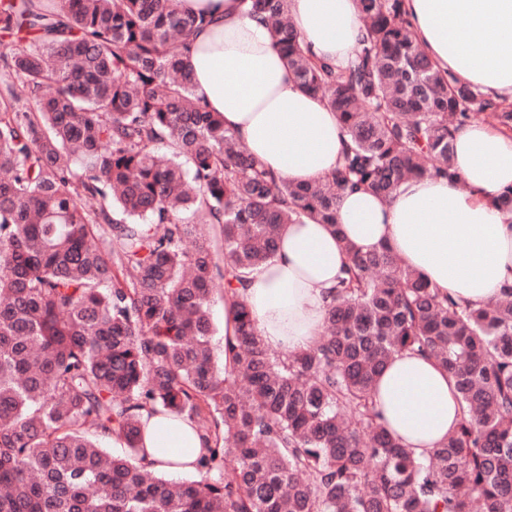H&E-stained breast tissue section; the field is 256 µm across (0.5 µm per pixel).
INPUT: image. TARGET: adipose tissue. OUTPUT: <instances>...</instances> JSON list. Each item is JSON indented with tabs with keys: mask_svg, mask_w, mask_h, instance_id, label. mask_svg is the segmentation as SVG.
Masks as SVG:
<instances>
[{
	"mask_svg": "<svg viewBox=\"0 0 512 512\" xmlns=\"http://www.w3.org/2000/svg\"><path fill=\"white\" fill-rule=\"evenodd\" d=\"M208 23L185 62L196 97L224 117L251 154L296 184L325 180L345 136L335 112L303 89L246 0H178ZM411 36L446 74L512 102V0H405ZM309 55L333 64L353 57L359 0H289ZM480 41H472V32ZM512 188V131L468 123L454 134L451 177L403 182L382 200L342 194L337 223L285 224L273 258L224 299V333L236 304L248 308L265 344L282 355L318 339L347 247L388 246L404 265L454 299L481 306L512 289V212L493 197ZM383 423L415 456L429 455L456 428L461 410L448 374L433 359L396 355L376 382ZM145 460L154 470L193 473L204 443L194 423L164 411L141 416Z\"/></svg>",
	"mask_w": 512,
	"mask_h": 512,
	"instance_id": "obj_1",
	"label": "adipose tissue"
}]
</instances>
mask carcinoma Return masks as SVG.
<instances>
[{
	"label": "carcinoma",
	"instance_id": "cac0c4a2",
	"mask_svg": "<svg viewBox=\"0 0 512 512\" xmlns=\"http://www.w3.org/2000/svg\"><path fill=\"white\" fill-rule=\"evenodd\" d=\"M0 0V512H512V292L481 307L387 247L348 261L326 334L280 357L245 306L215 345L211 302L274 254L283 224H336L342 192L386 199L452 175L453 133L512 103L444 76L404 0H359L345 68L306 55L288 0H248L350 142L294 184L195 98L183 54L207 23L176 0ZM218 232L213 249L209 230ZM402 351L448 372L456 432L418 458L379 422ZM186 416L198 476L139 459L141 412ZM124 440L109 454L101 440Z\"/></svg>",
	"mask_w": 512,
	"mask_h": 512
}]
</instances>
